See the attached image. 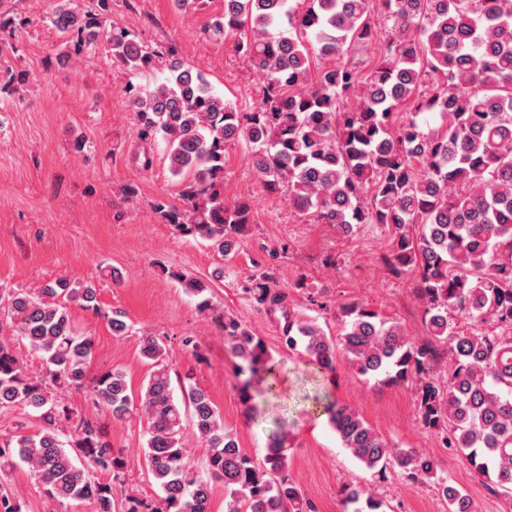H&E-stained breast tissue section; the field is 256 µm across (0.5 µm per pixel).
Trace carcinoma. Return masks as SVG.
<instances>
[{"mask_svg": "<svg viewBox=\"0 0 512 512\" xmlns=\"http://www.w3.org/2000/svg\"><path fill=\"white\" fill-rule=\"evenodd\" d=\"M379 2L381 28L371 21V0H224V15L204 35L235 38L237 51L264 75L262 101L247 111L217 95L176 53L151 49L125 28L112 27V58L131 72L167 57L169 76L136 92L132 107L136 137L162 139L170 172L183 184L181 205L156 206L180 236L223 257L236 252L250 206L225 205L224 163L241 139L252 146L266 188H286L293 206L316 223L344 234L368 224L383 229L387 265L414 275L421 338L359 301L341 306L342 329L331 336L316 317L288 308L259 261L246 291L281 311L285 343L318 366L333 369L341 352L367 381L414 385L424 429L512 496V0ZM51 19L77 51L96 46L99 18L60 6ZM355 45L377 51L367 74L342 61ZM315 57L333 63L311 80ZM178 280L242 360L241 400L252 407L255 385L269 390V380H278L264 341L213 304L210 282ZM96 300V289L65 277L8 294L0 316V409L30 408L41 427L28 433L21 424L0 439L1 468L17 457L49 498L112 512L125 460L96 416L62 400L59 389L74 388L116 419L145 420L144 458L162 492L151 512H211L218 486L224 512H315L288 476L285 437L272 435L256 461L194 377L172 375L161 338L141 341L151 372L138 393L117 369L91 373L95 337L76 333L68 305L96 313ZM457 314L495 329H461ZM16 337L43 354V375L28 374ZM320 407L342 447L372 475L390 468L411 481L434 478L448 512H470L467 495L437 475L433 456L395 446L347 405ZM187 425L208 448L202 474L186 456ZM102 472L111 481H100ZM342 495L344 512H385L367 486L348 484Z\"/></svg>", "mask_w": 512, "mask_h": 512, "instance_id": "1", "label": "carcinoma"}]
</instances>
